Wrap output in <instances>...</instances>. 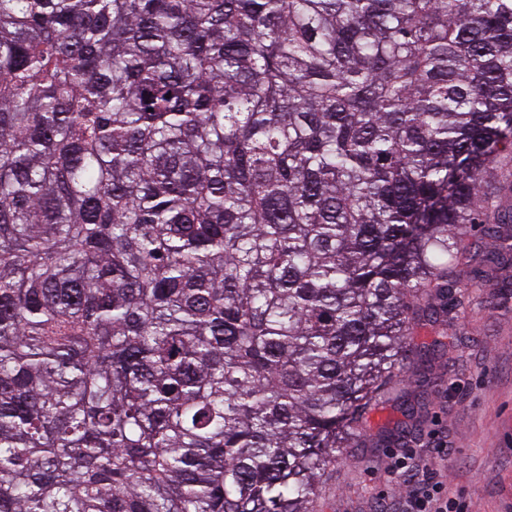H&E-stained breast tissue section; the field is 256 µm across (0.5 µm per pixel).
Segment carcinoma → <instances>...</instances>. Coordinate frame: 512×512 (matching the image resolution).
<instances>
[{
  "label": "carcinoma",
  "mask_w": 512,
  "mask_h": 512,
  "mask_svg": "<svg viewBox=\"0 0 512 512\" xmlns=\"http://www.w3.org/2000/svg\"><path fill=\"white\" fill-rule=\"evenodd\" d=\"M510 165L512 0H0V512H317Z\"/></svg>",
  "instance_id": "cac0c4a2"
}]
</instances>
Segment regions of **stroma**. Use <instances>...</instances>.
<instances>
[{"label": "stroma", "instance_id": "obj_1", "mask_svg": "<svg viewBox=\"0 0 512 512\" xmlns=\"http://www.w3.org/2000/svg\"><path fill=\"white\" fill-rule=\"evenodd\" d=\"M453 343L431 361L419 350L437 331L417 328L404 382L407 393L426 392L428 419L414 442L391 439L347 449L324 479L319 512H374L398 497L385 469L409 450L434 460L432 474L461 493L469 512H512V290L472 288L464 310L448 323Z\"/></svg>", "mask_w": 512, "mask_h": 512}]
</instances>
